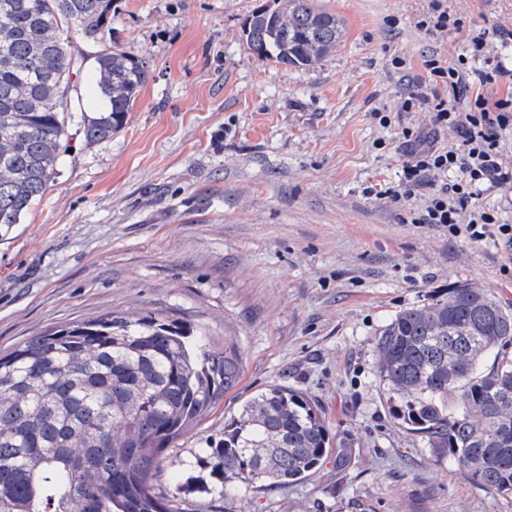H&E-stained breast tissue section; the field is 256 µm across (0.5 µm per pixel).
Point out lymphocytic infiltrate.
<instances>
[{
	"label": "lymphocytic infiltrate",
	"instance_id": "1",
	"mask_svg": "<svg viewBox=\"0 0 512 512\" xmlns=\"http://www.w3.org/2000/svg\"><path fill=\"white\" fill-rule=\"evenodd\" d=\"M419 25L463 37L468 53L453 62L434 53L426 56L423 67L429 88L411 93L404 105L409 110L425 107L432 112L436 129H452L458 138L441 146L435 137L403 129L410 148L403 177L383 193L395 200L408 199L429 176L457 173L453 183L432 189L418 223L440 224L450 236L475 242L494 238L512 251V224L473 203L480 186L512 183V164L506 162L503 149L506 134L512 132V69L489 52L493 42L512 41V30L467 26L463 18L449 13L444 0H431L430 12Z\"/></svg>",
	"mask_w": 512,
	"mask_h": 512
}]
</instances>
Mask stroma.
Returning a JSON list of instances; mask_svg holds the SVG:
<instances>
[{
	"label": "stroma",
	"mask_w": 512,
	"mask_h": 512,
	"mask_svg": "<svg viewBox=\"0 0 512 512\" xmlns=\"http://www.w3.org/2000/svg\"><path fill=\"white\" fill-rule=\"evenodd\" d=\"M345 24L302 70L262 60L242 25L258 0H112V46L153 78L111 139L69 123L51 187L0 230V355L107 313L181 318L234 342L239 384L163 454L155 484L185 512H224L190 460L273 383L322 412L332 447L303 482L263 486L237 512H512L392 418L376 341L401 311L478 284L512 310L496 241L411 223L430 193L380 196L407 159L401 129L437 133L424 56L462 37L417 22L430 0H317ZM467 24L512 30V0H447ZM404 67H397V60ZM390 124H380L379 115Z\"/></svg>",
	"instance_id": "obj_1"
}]
</instances>
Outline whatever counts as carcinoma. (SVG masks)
Segmentation results:
<instances>
[{
  "instance_id": "cac0c4a2",
  "label": "carcinoma",
  "mask_w": 512,
  "mask_h": 512,
  "mask_svg": "<svg viewBox=\"0 0 512 512\" xmlns=\"http://www.w3.org/2000/svg\"><path fill=\"white\" fill-rule=\"evenodd\" d=\"M112 0H0V226L21 223L53 181L66 128L108 140L151 79L106 45ZM103 46L93 112L69 91L81 65L68 32ZM243 35L260 59L302 69L336 50L344 24L314 0H265ZM512 313L463 281L400 312L377 344L392 416L478 487L512 495ZM234 344L179 318L108 314L35 336L0 357V512H182L156 490L160 456L239 383ZM199 460L232 501L300 483L330 451L321 412L274 383L205 441Z\"/></svg>"
}]
</instances>
